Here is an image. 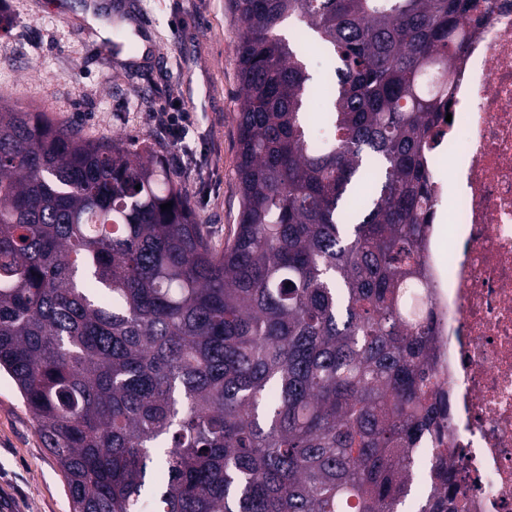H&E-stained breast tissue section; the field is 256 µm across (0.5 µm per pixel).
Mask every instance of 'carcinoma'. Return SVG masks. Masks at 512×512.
Masks as SVG:
<instances>
[{"mask_svg": "<svg viewBox=\"0 0 512 512\" xmlns=\"http://www.w3.org/2000/svg\"><path fill=\"white\" fill-rule=\"evenodd\" d=\"M233 239L152 145L0 102V371L73 512H459L410 322L428 153L492 0H233ZM308 41L332 60L315 77ZM140 189H135V186ZM173 202L169 211L160 205Z\"/></svg>", "mask_w": 512, "mask_h": 512, "instance_id": "carcinoma-1", "label": "carcinoma"}]
</instances>
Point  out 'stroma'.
Listing matches in <instances>:
<instances>
[{"instance_id":"stroma-1","label":"stroma","mask_w":512,"mask_h":512,"mask_svg":"<svg viewBox=\"0 0 512 512\" xmlns=\"http://www.w3.org/2000/svg\"><path fill=\"white\" fill-rule=\"evenodd\" d=\"M105 10L145 20L155 45L146 59L103 58L97 27L59 0H0V100L54 120H80L91 137L119 135L175 149L150 121L174 105L190 112L198 172L183 179L199 223L216 247L238 222L237 57L240 22L230 0H101ZM0 512H73L65 479L7 375H0Z\"/></svg>"}]
</instances>
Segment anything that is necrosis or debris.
I'll list each match as a JSON object with an SVG mask.
<instances>
[{
    "label": "necrosis or debris",
    "mask_w": 512,
    "mask_h": 512,
    "mask_svg": "<svg viewBox=\"0 0 512 512\" xmlns=\"http://www.w3.org/2000/svg\"><path fill=\"white\" fill-rule=\"evenodd\" d=\"M451 121L429 157L466 186L430 233L426 284L406 289L410 320L437 317L431 371L447 393L456 496L465 512H512V0H494L456 61Z\"/></svg>",
    "instance_id": "obj_1"
}]
</instances>
